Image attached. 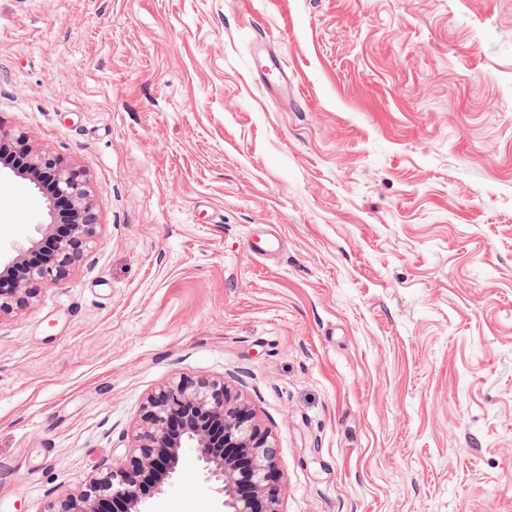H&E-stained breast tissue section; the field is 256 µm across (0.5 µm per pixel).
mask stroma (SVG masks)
I'll return each mask as SVG.
<instances>
[{
	"label": "stroma",
	"instance_id": "35a3bbf8",
	"mask_svg": "<svg viewBox=\"0 0 512 512\" xmlns=\"http://www.w3.org/2000/svg\"><path fill=\"white\" fill-rule=\"evenodd\" d=\"M0 129L99 222L0 316V512L87 489L179 377L256 410L281 512H512V0H0ZM5 182L7 260L51 218ZM180 469L153 512H215ZM253 58L255 67H252V72L256 75L261 82L266 84L263 74L272 76L276 85L279 87L283 96L288 98V87H293L291 78L288 76V67L279 59L278 56L273 55L264 43H257L253 49ZM267 85V84H266Z\"/></svg>",
	"mask_w": 512,
	"mask_h": 512
}]
</instances>
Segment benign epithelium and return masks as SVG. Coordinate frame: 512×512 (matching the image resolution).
<instances>
[{
  "label": "benign epithelium",
  "mask_w": 512,
  "mask_h": 512,
  "mask_svg": "<svg viewBox=\"0 0 512 512\" xmlns=\"http://www.w3.org/2000/svg\"><path fill=\"white\" fill-rule=\"evenodd\" d=\"M12 140L26 152L23 172L35 184L50 179L54 195L70 203V234L58 237L55 225H44L51 253L40 262L17 254L0 275V314L36 297L38 288L65 278L86 261L98 234L84 175L50 151L25 146L26 136L0 130V141ZM269 435L254 411L230 395L224 380L173 379L147 398L133 444L122 461L104 459V475L92 490L67 493L47 512H149L141 484L155 479L160 494L174 478L184 450H192L203 477L216 495V512H279L280 475Z\"/></svg>",
  "instance_id": "7a95c632"
}]
</instances>
